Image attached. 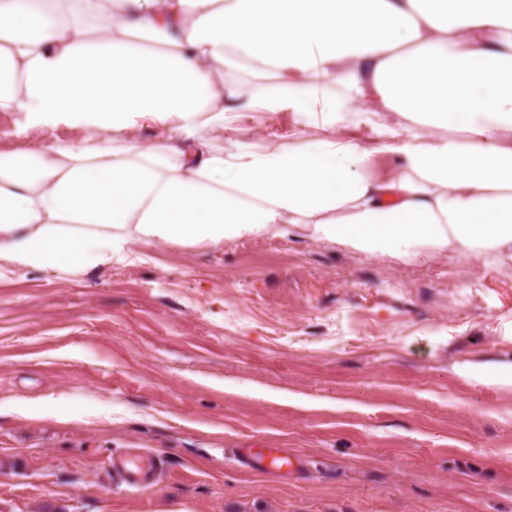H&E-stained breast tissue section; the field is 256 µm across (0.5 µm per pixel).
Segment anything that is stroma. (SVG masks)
Listing matches in <instances>:
<instances>
[{"label":"stroma","mask_w":512,"mask_h":512,"mask_svg":"<svg viewBox=\"0 0 512 512\" xmlns=\"http://www.w3.org/2000/svg\"><path fill=\"white\" fill-rule=\"evenodd\" d=\"M284 142L294 113L241 112ZM85 128L0 112V153ZM512 268L311 238L130 240L111 262L0 263V512H512ZM261 442L305 459L242 468ZM151 452L131 493L113 455ZM237 461L254 473L279 478L292 477L304 464L302 457L290 449L265 444L257 445V448H240Z\"/></svg>","instance_id":"35a3bbf8"}]
</instances>
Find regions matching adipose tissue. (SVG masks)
Returning <instances> with one entry per match:
<instances>
[{"mask_svg": "<svg viewBox=\"0 0 512 512\" xmlns=\"http://www.w3.org/2000/svg\"><path fill=\"white\" fill-rule=\"evenodd\" d=\"M284 108L286 142L228 134ZM0 112L89 131L0 153V261L302 233L512 267V0H0ZM169 117L162 145L132 139Z\"/></svg>", "mask_w": 512, "mask_h": 512, "instance_id": "1", "label": "adipose tissue"}]
</instances>
